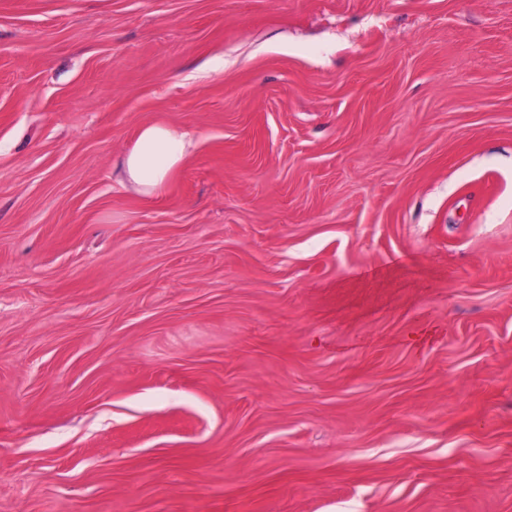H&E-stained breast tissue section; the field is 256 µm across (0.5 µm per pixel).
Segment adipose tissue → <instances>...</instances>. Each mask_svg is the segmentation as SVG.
<instances>
[{"instance_id":"adipose-tissue-1","label":"adipose tissue","mask_w":512,"mask_h":512,"mask_svg":"<svg viewBox=\"0 0 512 512\" xmlns=\"http://www.w3.org/2000/svg\"><path fill=\"white\" fill-rule=\"evenodd\" d=\"M194 144L188 129L159 124L142 125L134 146L118 165L119 183L140 195L153 196L167 185Z\"/></svg>"}]
</instances>
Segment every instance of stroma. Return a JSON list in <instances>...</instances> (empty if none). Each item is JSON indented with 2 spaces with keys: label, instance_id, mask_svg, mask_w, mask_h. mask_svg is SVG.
Wrapping results in <instances>:
<instances>
[{
  "label": "stroma",
  "instance_id": "stroma-1",
  "mask_svg": "<svg viewBox=\"0 0 512 512\" xmlns=\"http://www.w3.org/2000/svg\"><path fill=\"white\" fill-rule=\"evenodd\" d=\"M0 512H512V0H0ZM194 144L186 128L144 124L134 146L118 165V182L142 196L160 193L183 164Z\"/></svg>",
  "mask_w": 512,
  "mask_h": 512
}]
</instances>
